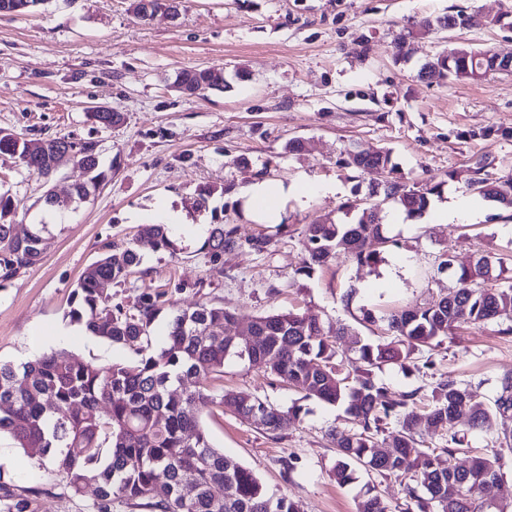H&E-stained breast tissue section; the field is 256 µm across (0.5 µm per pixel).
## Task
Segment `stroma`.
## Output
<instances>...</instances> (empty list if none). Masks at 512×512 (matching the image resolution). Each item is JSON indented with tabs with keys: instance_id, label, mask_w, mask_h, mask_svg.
Wrapping results in <instances>:
<instances>
[{
	"instance_id": "obj_1",
	"label": "stroma",
	"mask_w": 512,
	"mask_h": 512,
	"mask_svg": "<svg viewBox=\"0 0 512 512\" xmlns=\"http://www.w3.org/2000/svg\"><path fill=\"white\" fill-rule=\"evenodd\" d=\"M460 12L512 14V0H180L177 17L160 13L147 21L133 13L131 0H44L32 11L0 15V129L26 139L96 140L107 170L95 196L54 215L44 205L46 191L69 195L83 170L68 165L47 181L0 154V194L17 205V233L47 226L39 260L0 284V361L23 362L38 333L45 353L64 350L98 365L136 360L138 344L116 346L72 322L70 301L106 246L130 240L164 199L192 221L239 225L241 241L215 265L200 243L182 238L173 253L145 247L138 274L106 285L128 310L144 288L167 292L169 304L149 333L156 350L178 309L211 301L243 324L275 310L319 316L347 328L339 353L351 356L356 339L376 343L385 333L384 323H363V310L382 315L455 287L454 276L437 270L443 254L458 267L479 253L506 258L495 285L512 286V237L499 232L512 224V211L482 198L463 221L389 225L397 245L377 265L340 257L313 276L298 272L304 225L342 218L345 205L365 198L376 179L342 167L351 144L390 149L405 183L444 182L445 203L466 194L461 176L478 160H486L490 180L512 177V73L447 82L421 74L455 43L512 55V32L497 27L411 33L422 20ZM401 37L399 58L394 44ZM207 67L223 68L224 89L188 96L175 87L179 72ZM93 104L123 113V123L95 125L87 115ZM296 138L302 150L289 151ZM452 171L458 180H449ZM260 179L301 181L315 192L302 203L288 200L282 224L271 227L257 223L236 197ZM227 183L232 193L220 194ZM205 185L217 192L207 209H195ZM255 238L267 239L264 251L254 249ZM501 328L490 322L453 330L433 352L437 370L453 372L493 402L500 379L512 373V334ZM208 387L217 396L250 391L282 407L297 398L237 359L226 361L223 376ZM307 408L273 435L218 406L203 414L202 425L214 447L303 512H358L368 484L389 512H404L396 477L363 472L353 484L336 482L328 432L345 426L344 408ZM0 448V480L35 493L40 512H87L95 484L72 496L58 473L9 435H0ZM288 458L290 471L283 465Z\"/></svg>"
}]
</instances>
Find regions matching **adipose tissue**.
<instances>
[{
    "instance_id": "obj_1",
    "label": "adipose tissue",
    "mask_w": 512,
    "mask_h": 512,
    "mask_svg": "<svg viewBox=\"0 0 512 512\" xmlns=\"http://www.w3.org/2000/svg\"><path fill=\"white\" fill-rule=\"evenodd\" d=\"M311 192V187L302 182L256 180L244 187L240 197L255 220L273 226L281 223L282 207L288 198L292 197L300 202Z\"/></svg>"
}]
</instances>
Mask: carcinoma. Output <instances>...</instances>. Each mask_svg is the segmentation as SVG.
<instances>
[{"label":"carcinoma","instance_id":"obj_1","mask_svg":"<svg viewBox=\"0 0 512 512\" xmlns=\"http://www.w3.org/2000/svg\"><path fill=\"white\" fill-rule=\"evenodd\" d=\"M470 66L479 80L494 73L490 51H475ZM438 78L459 79L460 61L446 52L433 58ZM177 82L193 94L224 88V70L217 68L181 71ZM46 149L31 150L32 141L11 133L0 134V153L19 159L30 172L48 181L54 175L47 149L59 145L71 150L82 163L86 180L75 186L70 200H88L105 180L95 140H41ZM343 164L357 171L378 169L392 186H371V194H384L407 218L421 217L445 182L413 184L400 181L391 151L364 154L354 148ZM468 187L502 209L512 210V178L482 180L475 176ZM353 220L305 225L304 259L298 274L311 276L317 268L342 255L360 265L382 260L376 247L396 244L386 235L382 210L370 205H349ZM12 198L0 194V282L14 278L35 264L42 238L34 232L20 238L10 217ZM240 241L235 224H214L202 249L215 264L226 250ZM172 246L164 224H141L132 242L100 256L83 273L69 311L72 320L91 334L114 345L140 342L141 358L131 363L97 365L79 361L64 351L45 354L18 366L0 363V433L10 435L27 453L50 464L66 479L74 495L91 482L97 485L89 512H113L112 505H145L153 512H300L286 496L268 492L261 480L236 459L215 448L202 428V414L214 406L232 411L266 433H276L290 420L307 413L304 401L345 408L349 428L330 429L336 442L334 478L341 485L356 481V469L381 477L401 479L405 497L418 512H487L489 501L499 503L497 512H512V486L505 483L500 460L512 454V374L504 375L494 405L477 397L471 385L452 373H440L431 390L428 413L420 412L419 390L394 397L375 376L387 364L422 374L434 369L426 349L440 346L442 337L464 323L512 321V287L489 288L498 278L504 258L476 256L472 263L454 271L457 287L423 306L401 310L387 317L393 340L388 343L357 342L349 361L337 360L344 329L325 327L321 318L293 311H274L250 321L251 338L243 341L216 326L238 321L235 313L215 303L200 302L180 311L169 326L165 345L151 349L149 328L166 303L165 294L144 292L136 312L112 303V295L100 284H122L140 266L138 247ZM238 358L288 385L301 394L284 408L251 392L227 390L215 396L206 382L224 373L227 360ZM426 418L428 429L445 438L441 448H429L417 456L416 425ZM481 428L491 418L502 421L506 447L492 454L469 456V466H457V455L469 452L459 419ZM0 512H38L34 500L0 481ZM358 512H388L374 489L362 493Z\"/></svg>","mask_w":512,"mask_h":512}]
</instances>
